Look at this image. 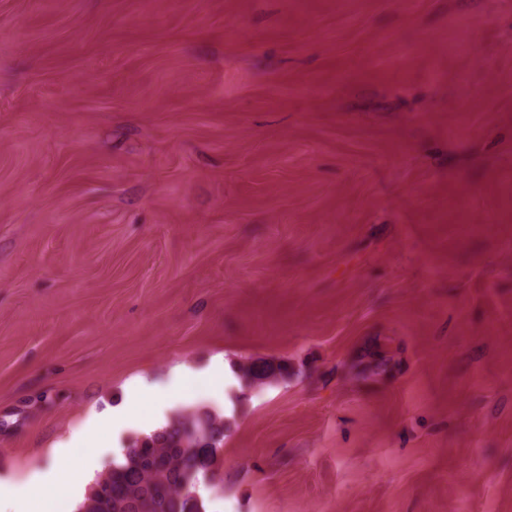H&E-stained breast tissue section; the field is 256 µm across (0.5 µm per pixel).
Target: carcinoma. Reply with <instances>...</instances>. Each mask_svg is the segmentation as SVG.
<instances>
[{"label":"carcinoma","mask_w":512,"mask_h":512,"mask_svg":"<svg viewBox=\"0 0 512 512\" xmlns=\"http://www.w3.org/2000/svg\"><path fill=\"white\" fill-rule=\"evenodd\" d=\"M394 354L385 345L366 348L363 372L385 373ZM292 372L284 361L247 360L237 371L243 387L272 384ZM224 417L208 410L180 412L165 426L131 441L121 457L98 474L78 512H205L197 484L223 486L215 470L224 444Z\"/></svg>","instance_id":"1"}]
</instances>
